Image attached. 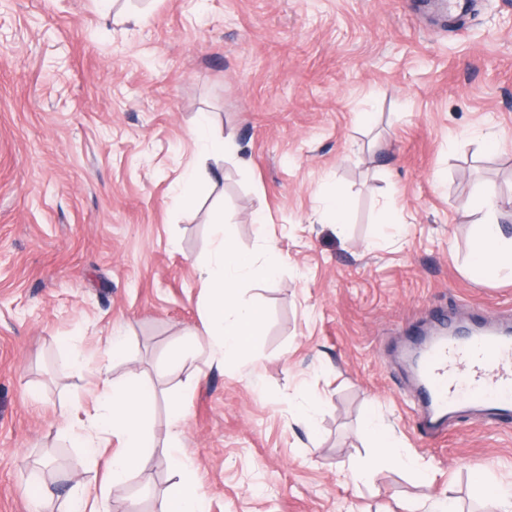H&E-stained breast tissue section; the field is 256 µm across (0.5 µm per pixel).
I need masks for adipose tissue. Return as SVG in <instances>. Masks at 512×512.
<instances>
[{"label": "adipose tissue", "instance_id": "1", "mask_svg": "<svg viewBox=\"0 0 512 512\" xmlns=\"http://www.w3.org/2000/svg\"><path fill=\"white\" fill-rule=\"evenodd\" d=\"M486 211L480 224L471 262V273L479 278L512 277V237H506L498 223L493 200H486ZM216 248L201 270L209 291L207 308L208 333L219 339L224 357L245 354L253 336L264 320L262 307L245 303L238 297V279H262L275 270L279 257L270 255L264 262L234 250L230 244L231 226L223 216H216ZM153 397V388L142 384L135 388L113 387L111 395L100 404L95 417L85 423L77 438L88 453L106 447L118 438L120 451L113 454L108 479L113 486L126 483L129 475L144 464L152 443L144 426L143 410Z\"/></svg>", "mask_w": 512, "mask_h": 512}]
</instances>
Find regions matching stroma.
Instances as JSON below:
<instances>
[{"instance_id": "1", "label": "stroma", "mask_w": 512, "mask_h": 512, "mask_svg": "<svg viewBox=\"0 0 512 512\" xmlns=\"http://www.w3.org/2000/svg\"><path fill=\"white\" fill-rule=\"evenodd\" d=\"M203 115L237 149L188 207ZM487 188L512 236V0H0V512L78 493L158 510L175 430L208 512H485L471 467L512 489V419L425 433L406 352L445 321L512 322V281L467 272ZM334 190L341 235L320 211ZM217 211L236 249L280 255L240 283L265 320L234 360L205 334ZM106 379L157 390L153 453L118 492L119 442L91 458L64 430ZM370 414L428 482L380 468L354 487L382 455Z\"/></svg>"}]
</instances>
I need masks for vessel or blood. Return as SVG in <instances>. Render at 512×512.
<instances>
[{"label":"vessel or blood","instance_id":"b4317fda","mask_svg":"<svg viewBox=\"0 0 512 512\" xmlns=\"http://www.w3.org/2000/svg\"><path fill=\"white\" fill-rule=\"evenodd\" d=\"M420 389L436 424L465 406L512 417V331L490 326L423 341Z\"/></svg>","mask_w":512,"mask_h":512}]
</instances>
